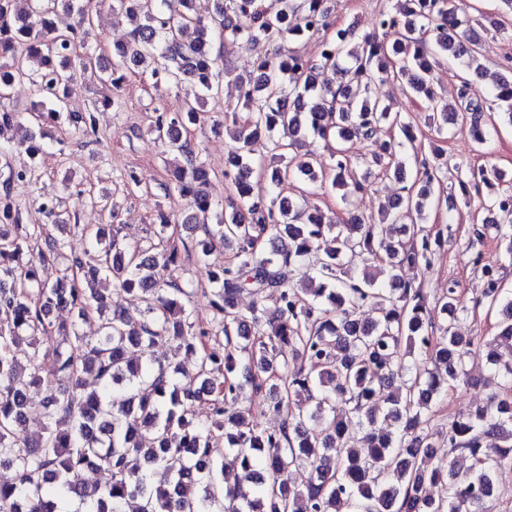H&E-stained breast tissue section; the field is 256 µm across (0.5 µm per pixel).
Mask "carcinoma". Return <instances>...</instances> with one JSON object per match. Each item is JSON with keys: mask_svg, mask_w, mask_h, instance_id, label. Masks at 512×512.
Wrapping results in <instances>:
<instances>
[{"mask_svg": "<svg viewBox=\"0 0 512 512\" xmlns=\"http://www.w3.org/2000/svg\"><path fill=\"white\" fill-rule=\"evenodd\" d=\"M20 1L27 8H18ZM112 9L140 22L112 56L111 84L143 66L158 82L185 88L186 111L157 116L148 131L165 153L183 161L166 190L190 200L191 230L202 232L197 259L217 244L234 252V262L210 276L217 285L212 306L234 350H208V331L195 326L182 302L186 291L164 277L177 263V247L151 242L126 251L106 240L104 228L83 227L90 247L67 258L64 282L49 284L39 279L37 264L60 255L63 244L48 238L46 250L18 269L27 238L13 232L18 216L10 205L1 207L0 467L13 469L15 479L0 483V512H56L62 500L76 501L75 512H485L497 471L512 462V295L504 297L487 267L474 306L500 309L495 336L481 343L455 334L453 322L468 308L452 288L435 305L450 322L435 326L421 284L405 272L430 264L441 246V233L419 224L424 209L456 207L453 197L435 192L448 158L439 147L416 155L408 176L396 134L412 144L418 125L373 89L385 80L406 84L427 103L424 124L438 135L470 113L482 145L490 136L481 121L486 105L469 98L471 80L489 83L494 110L512 125V68H486L481 59L489 44L477 37L481 29L494 40L504 25L464 11L459 0H403L397 13L381 10L378 27L395 33L390 42L330 22L325 0H276L272 9L260 0H215L208 20L192 12V0H112ZM73 13L79 27L94 25L83 0H0V128L20 119L10 104L17 79L39 94L31 110L36 119L64 114L77 34L64 17ZM216 31L237 46H281L320 32L323 38L317 59L280 51L259 61L257 75L242 86L233 111L247 119L232 120L231 167L224 172L234 192L211 224L208 172L187 140V125L199 122L205 100L221 92L212 52ZM19 48L25 67L16 58ZM445 65L458 68V109L441 104L432 88L435 68ZM277 128L288 136L270 138L274 165L255 164L252 140ZM310 136L335 144L332 186L344 197L362 193L374 168L402 183L379 222L352 212L335 220L274 194L288 179L318 183L323 158L308 152L298 162L294 156ZM355 138L374 146L359 164L345 148ZM456 180L463 204L475 196L493 215L483 227L512 229L507 173L495 166L459 168ZM18 277L34 283V291L11 285ZM101 283L141 294L147 315L135 320L112 305ZM243 291L254 297L247 314L235 302ZM266 292L279 295L273 315L262 305ZM63 303L81 321L97 314L98 335L69 336L54 325L51 314ZM367 304L378 312L368 322L359 313ZM24 341L36 352L45 347L49 375L25 371ZM166 343L200 353L199 385L177 382L179 365L159 351ZM403 344L430 367L397 368L394 357ZM481 348L500 392L453 417L446 431H429L428 416L449 386L465 380L467 361ZM397 380L402 389L387 394V407L374 408V396ZM120 385L124 395L116 409L107 396ZM34 386L47 392V431L30 445L19 440L18 429ZM247 391L263 396L267 411L282 420L278 428L250 422L248 410L238 407ZM205 397L211 417L199 423L192 407ZM440 437L449 450L473 460L465 475L445 461L433 463ZM229 464L237 479L226 487ZM90 467L107 472L109 481L89 486L84 473ZM300 468L310 470V479L299 488L288 475ZM159 470L165 478L156 480ZM186 482L200 494H182ZM437 482L446 487L440 499L429 494Z\"/></svg>", "mask_w": 512, "mask_h": 512, "instance_id": "cac0c4a2", "label": "carcinoma"}]
</instances>
